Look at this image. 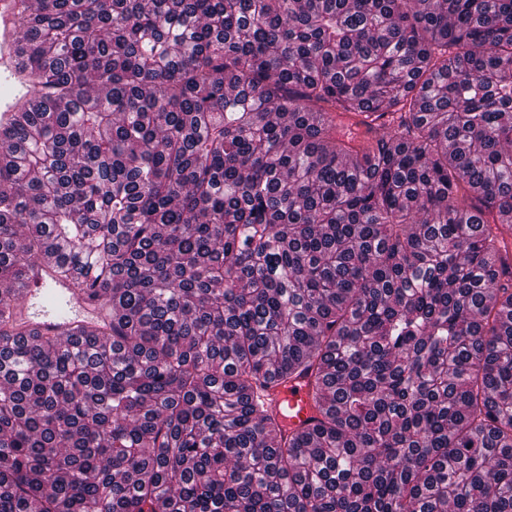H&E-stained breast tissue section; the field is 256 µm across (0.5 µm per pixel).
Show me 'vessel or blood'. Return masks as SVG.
Returning a JSON list of instances; mask_svg holds the SVG:
<instances>
[{"mask_svg":"<svg viewBox=\"0 0 512 512\" xmlns=\"http://www.w3.org/2000/svg\"><path fill=\"white\" fill-rule=\"evenodd\" d=\"M21 0H0V125L25 101L32 83L19 66L15 47L21 25ZM19 328L33 327L54 336L80 323L97 330L109 319L108 307L92 293H82L58 282L51 267L35 266L29 276L25 300L11 316ZM273 411L288 428L307 427L316 411L306 378L296 377L270 389Z\"/></svg>","mask_w":512,"mask_h":512,"instance_id":"b4317fda","label":"vessel or blood"}]
</instances>
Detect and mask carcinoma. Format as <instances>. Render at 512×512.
Listing matches in <instances>:
<instances>
[{
  "label": "carcinoma",
  "mask_w": 512,
  "mask_h": 512,
  "mask_svg": "<svg viewBox=\"0 0 512 512\" xmlns=\"http://www.w3.org/2000/svg\"><path fill=\"white\" fill-rule=\"evenodd\" d=\"M23 11L0 512H512V0ZM40 263L112 329L10 331ZM269 397L273 411L289 431L307 427L308 421L316 417L311 388L306 378L295 377L271 388Z\"/></svg>",
  "instance_id": "carcinoma-1"
}]
</instances>
